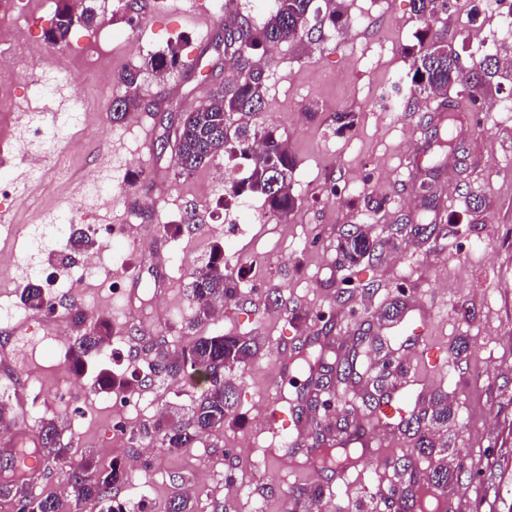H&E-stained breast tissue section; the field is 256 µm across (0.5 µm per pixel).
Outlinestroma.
<instances>
[{
    "instance_id": "35a3bbf8",
    "label": "stroma",
    "mask_w": 512,
    "mask_h": 512,
    "mask_svg": "<svg viewBox=\"0 0 512 512\" xmlns=\"http://www.w3.org/2000/svg\"><path fill=\"white\" fill-rule=\"evenodd\" d=\"M193 0H85L96 15L95 31L111 33L97 67L82 70L76 90L87 115L78 127L61 125L49 153L40 144L12 143L0 179L16 181L14 165L25 149L41 152L40 191L33 206L17 198L4 205L15 219L10 239L0 240V400L15 432L26 444L38 439L41 422L65 424L71 456L100 466L138 458L130 481L148 491V512H166L177 496L191 498L193 512H294L297 495L321 489L312 512H396V492L408 476L369 456L346 479L333 473L307 476L290 465L282 437L266 431L268 407L281 401L283 337L316 336L335 342L377 336L394 367L390 389L405 387L419 410L446 398L453 419L441 426L423 419L434 447L448 451V466L466 463L456 483L458 512H512V112L470 111L461 106L447 126L435 102L409 91L394 94L411 69V50L424 25L410 0H342L339 26L324 25L310 39L269 49L262 64L267 76V109L261 119L276 128L296 159L292 192L298 205L288 217L271 214L261 197L239 206L208 168L177 174L165 136L179 113L207 100L215 85L233 78L224 66L220 40L224 0H205L212 26L202 30L188 17ZM474 0H451L433 25L453 43L462 64L472 54L465 24ZM181 50L185 67L165 78L148 74L144 86L157 94L156 106L136 120L113 122L110 105L123 95L119 75L168 47ZM397 99L399 109L384 103ZM350 112L353 127L338 130L335 116ZM461 142L462 151L430 149L432 137ZM112 147L110 160L100 148ZM135 152L144 167L126 181L122 159ZM111 196L113 223L125 221L126 196L142 208L131 231L151 249L137 253L98 240L93 251L101 272L72 286L66 271L84 251H67L72 231H88L96 219L89 197ZM482 200L479 210L469 196ZM75 210L76 228L35 223V216ZM197 214L183 221L185 211ZM181 232H171V225ZM360 227L380 241L382 254L356 265L342 264L338 245L345 230ZM250 287L225 305L221 320L195 327L198 336L255 339L250 362L225 375L235 395L223 428L177 452L166 450L154 430L160 412L184 420L200 394L177 376L145 380L139 392L145 407H124L98 391L91 377L68 372V337L73 317H103L111 324L110 359L104 366L130 376L153 360L159 341L184 342L192 315L191 273L204 265L215 244ZM263 258L253 269L252 258ZM124 263L123 290L105 288L107 272ZM40 270L54 303L44 314L20 302L26 273ZM398 306L407 319H426L425 345L445 348L450 359L435 371L402 370L416 351L409 336L388 320ZM337 413L329 430L363 425L368 412L351 387L332 382L321 396ZM136 436L113 441L119 420Z\"/></svg>"
}]
</instances>
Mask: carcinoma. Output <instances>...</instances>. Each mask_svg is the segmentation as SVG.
Masks as SVG:
<instances>
[{"instance_id":"1","label":"carcinoma","mask_w":512,"mask_h":512,"mask_svg":"<svg viewBox=\"0 0 512 512\" xmlns=\"http://www.w3.org/2000/svg\"><path fill=\"white\" fill-rule=\"evenodd\" d=\"M61 2L53 26L47 32L48 41L60 48L69 44L75 23L90 27L96 22L92 11L84 9L77 16L68 0ZM329 2L334 4V8L321 20L312 13L313 0H272L264 22L256 26L248 18L238 15L237 0H224V14L234 16L233 21L224 22V64L235 69L238 76L234 82L215 88L209 99L189 111V117L178 125L172 159L179 174H192L222 152L243 160L249 168L248 176L228 191L230 197L245 200L259 195L268 211L281 218L294 210L297 205L292 193L295 162L277 131L263 123L236 125L233 116H256L266 105V76L253 61L256 51L302 41L311 34L312 22L319 25L325 19L333 25L340 22L343 17L340 4L335 0ZM411 4L414 15L425 23L448 12L450 6L449 0H411ZM182 65L179 52L171 48L149 56L142 67L161 73ZM502 69L512 74V58L503 61L496 54H488L470 66H463L459 54L448 51V40L436 34L428 42L419 43V48L413 52L410 92L437 102L438 112H452L455 105L448 93L455 88L457 95L477 109ZM121 81L126 91L112 99L114 123L145 107V89L139 83V73L127 71L121 75ZM377 249L378 243L357 229L344 233L340 242L342 260L350 265L373 257ZM190 293L193 317L187 323L189 328L208 319L211 307L238 298L240 281L224 266L223 249H215L208 263L191 273ZM21 301L35 311L51 306L39 283L32 282L23 288ZM109 331V322L102 319L97 326L75 338L68 360L76 369L84 371L91 358L103 354ZM369 340L370 337L361 336L349 345L337 347L328 342L308 344L301 358L308 376L301 382L292 380L294 390L287 392L283 404L296 417H305L314 441L324 443L312 403L325 390V373L334 369L346 380L360 375L361 347ZM253 355L251 339L229 335L198 336L173 350L159 351L150 365L151 374L157 377L179 376L191 385L198 384L201 372L209 377L207 388L193 406L190 420L169 423L163 417L159 419L157 432L162 445L176 452L191 447L213 430L223 427L234 395L233 388L224 379V372L246 365ZM386 378L383 372L375 373L371 383L360 392L361 398L371 401L366 423L373 428L390 424V418L381 411L384 399L377 397L384 389ZM96 384L103 393L129 387L125 380L103 370L96 375ZM70 451V444L62 441L56 421L47 419L41 423L37 448L29 455L40 457L47 470L55 467L63 483L71 489L75 504L92 500L100 506V512H124L122 504L115 502V491L126 484V470L117 463L101 468L89 458L75 464L71 461ZM415 451L428 460L426 485L436 492H447L448 485L454 483L453 474L448 471L447 456L434 455L432 442L424 432L417 434ZM316 452L317 461L323 466L332 463L353 467L354 458L349 455L336 459L332 456V449L322 447ZM388 463L394 470L410 474V484L421 480L414 454L396 455ZM0 499L8 503L18 502L21 505L19 512H61V503L56 496L36 494L11 482L0 484Z\"/></svg>"}]
</instances>
